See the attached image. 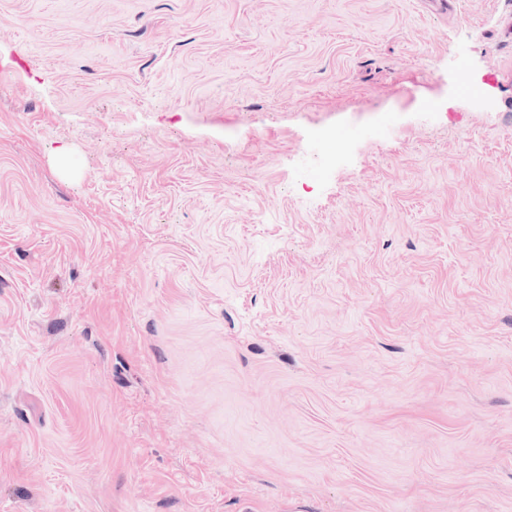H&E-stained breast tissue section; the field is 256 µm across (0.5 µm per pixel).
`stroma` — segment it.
<instances>
[{"mask_svg":"<svg viewBox=\"0 0 512 512\" xmlns=\"http://www.w3.org/2000/svg\"><path fill=\"white\" fill-rule=\"evenodd\" d=\"M511 21L0 0V512H512Z\"/></svg>","mask_w":512,"mask_h":512,"instance_id":"stroma-1","label":"stroma"}]
</instances>
